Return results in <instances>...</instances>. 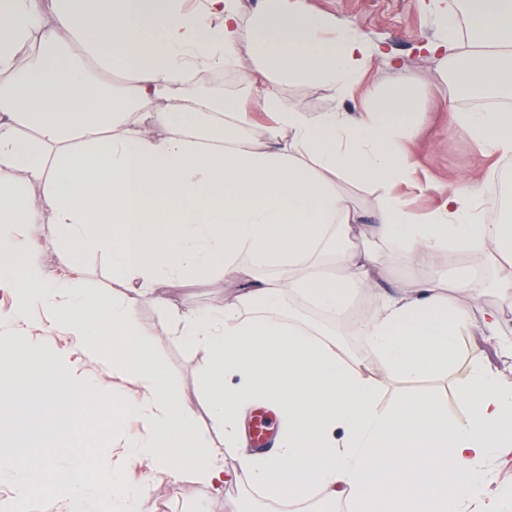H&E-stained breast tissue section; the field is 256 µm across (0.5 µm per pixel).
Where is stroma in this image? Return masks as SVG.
<instances>
[{
	"mask_svg": "<svg viewBox=\"0 0 512 512\" xmlns=\"http://www.w3.org/2000/svg\"><path fill=\"white\" fill-rule=\"evenodd\" d=\"M315 10L336 19L351 22L368 40L384 46L396 55L402 65L394 71L380 62H373L367 72L370 85L384 88L399 77H408L415 85L418 116L419 146L415 152L419 182L433 183V190H412L411 205L419 211L434 207L439 199L438 189L453 185L463 173L483 166L485 160L479 147L463 136L450 130L448 115L456 110L472 108L470 98L452 97L448 87L437 74V61L426 50V42L441 35L439 14L440 0H307ZM281 93L288 105L307 112H319L335 107L344 112L355 111L357 98L347 97L332 100L320 87L288 86ZM76 260L85 269V283L94 292L106 297L123 295V287L113 278L107 261L101 256L79 248ZM241 281L230 279L220 283L200 277L159 288L162 305L151 302L138 303L139 322L150 328L152 353L166 366L174 380L180 404L192 408L196 413V426L207 431L216 445H223L224 433L215 429L208 415V395L203 385V376L208 368V356L198 347L191 346L177 335L173 320L193 309H223L225 304L235 302ZM461 305L472 312H480L486 305L502 309V333L486 336L481 332L465 337L459 344L455 364L447 373L431 374L421 378H395L386 371H378V403L382 408L391 407L403 396L433 395L448 408L452 421L468 417L469 410L460 394L468 382L473 358L512 379V349L504 347V337L512 335V291L488 288L479 300L460 297ZM31 328L18 336L27 352L62 361L69 373L68 381L47 378L46 384L54 390L76 393L93 379L106 378V400L120 406L134 391L133 385L117 378L107 377L101 361L76 345L69 331L63 326L48 323L42 310L28 312ZM27 410L29 427L20 442L23 449H38L50 446L51 462L56 469L70 468L76 460L75 450L79 445L78 430L88 416L81 411L68 414L69 425L52 436H45L39 421L43 407L38 397L23 399ZM141 419L128 417L119 425L101 429L91 446L96 469L91 479L107 481L112 471H124L130 479L139 480L147 475L146 465L125 456L123 445L128 433L144 431ZM250 503L254 512H268L267 501L259 499L250 486L226 484L223 496H214L204 483L197 480L192 468H184L179 483L173 484L158 477L151 482L150 504L156 512H235L241 503Z\"/></svg>",
	"mask_w": 512,
	"mask_h": 512,
	"instance_id": "1",
	"label": "stroma"
}]
</instances>
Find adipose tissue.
<instances>
[{"instance_id":"adipose-tissue-1","label":"adipose tissue","mask_w":512,"mask_h":512,"mask_svg":"<svg viewBox=\"0 0 512 512\" xmlns=\"http://www.w3.org/2000/svg\"><path fill=\"white\" fill-rule=\"evenodd\" d=\"M466 33L455 27L450 0L443 34L425 48L441 60L452 95L498 98L501 106L452 112L450 126L487 155L512 158V0H474ZM52 24H45V14ZM38 51L25 67L19 52L30 39ZM397 61L351 24L318 12L305 0H257L244 15L240 0H0V257L22 254L21 267L0 264V289L14 296L15 329L26 330L29 308L47 310L71 330L108 373L142 390L114 410L101 384L68 400L94 407L85 429L142 415L147 431L130 436V455L176 481L182 455L164 438L186 434L208 451L199 468L215 494L236 481L279 497L312 491L347 512H470L486 464L512 451V380L476 365L461 393L466 420L453 422L430 395H408L380 408L377 387L335 340L278 312L283 295L343 321L352 296L379 288L386 268L375 253L348 246L363 223L340 183L374 185L372 236L400 245L405 264L427 267L446 251H488L512 268V199L488 220L483 192L494 174L463 176L434 209L414 210L404 190L415 182L417 104L407 80L359 91L373 59ZM202 70L234 74L243 96L224 100L189 91ZM127 75L123 96L98 92L102 72ZM324 88L343 99L361 92L351 114L314 115L291 108L282 87ZM39 183L41 196L26 194ZM38 232L57 245L62 276H53L38 248L20 251L19 233ZM82 244L106 258L127 290L106 300L90 292L74 263ZM206 276L246 279L238 303L177 318L176 329L204 349L211 416L234 444L240 411L258 401L279 418L275 449L241 454L226 474L220 449L198 431L194 413L176 400V386L151 353L136 302L153 300L164 280ZM478 279L460 266L450 277L413 280L372 317L357 322L364 353L394 376L419 377L455 361L473 331L499 335L500 314L480 318L455 298ZM113 339L104 348L101 336ZM51 362L19 351L0 336V411L44 388ZM240 385L225 390L224 379ZM82 463L55 469L46 452L0 448V471L22 472L17 506L60 489L70 512H145L147 485L120 478L88 481Z\"/></svg>"}]
</instances>
